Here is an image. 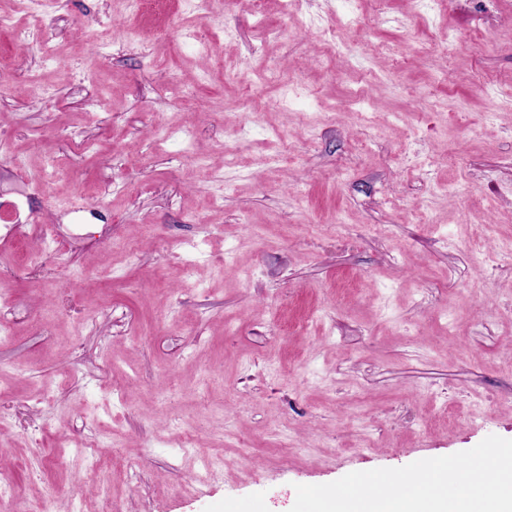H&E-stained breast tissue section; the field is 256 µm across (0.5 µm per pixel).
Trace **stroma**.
Here are the masks:
<instances>
[{
  "label": "stroma",
  "mask_w": 512,
  "mask_h": 512,
  "mask_svg": "<svg viewBox=\"0 0 512 512\" xmlns=\"http://www.w3.org/2000/svg\"><path fill=\"white\" fill-rule=\"evenodd\" d=\"M19 2L0 512H99L114 458L123 512H290L299 484L512 439V0Z\"/></svg>",
  "instance_id": "stroma-1"
}]
</instances>
